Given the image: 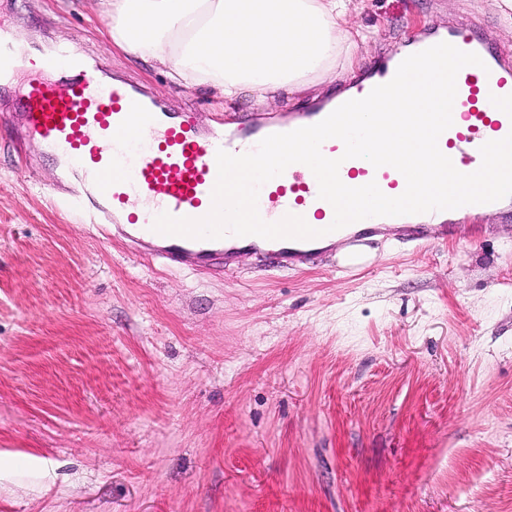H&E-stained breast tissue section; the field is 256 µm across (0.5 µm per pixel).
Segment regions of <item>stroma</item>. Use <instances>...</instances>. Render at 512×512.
Returning a JSON list of instances; mask_svg holds the SVG:
<instances>
[{"mask_svg":"<svg viewBox=\"0 0 512 512\" xmlns=\"http://www.w3.org/2000/svg\"><path fill=\"white\" fill-rule=\"evenodd\" d=\"M357 2L362 74L431 28L512 50L499 0ZM0 31L201 125L345 87L218 105L107 50L91 0H0ZM20 128L0 104V512H512V213L368 237L354 271L343 241L303 270L170 271L56 207Z\"/></svg>","mask_w":512,"mask_h":512,"instance_id":"stroma-1","label":"stroma"}]
</instances>
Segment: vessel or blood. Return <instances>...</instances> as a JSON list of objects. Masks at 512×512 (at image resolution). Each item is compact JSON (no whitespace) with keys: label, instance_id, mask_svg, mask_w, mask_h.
<instances>
[{"label":"vessel or blood","instance_id":"obj_1","mask_svg":"<svg viewBox=\"0 0 512 512\" xmlns=\"http://www.w3.org/2000/svg\"><path fill=\"white\" fill-rule=\"evenodd\" d=\"M448 42L477 54L482 66L462 68L456 79L453 123L438 139L440 151L469 171L482 163L480 148L490 136L512 133V59L472 35L435 32L414 40L415 51ZM61 55L37 54L21 64L13 57L8 39L0 34V100L20 117L26 136L35 139L57 161L60 180L53 192L65 206L84 212L90 223L152 251L169 270L188 267L207 272L229 268L243 251L268 259L279 267L297 269L313 261L324 238L310 240L265 239L257 235H229L221 239H195L157 233L153 223L163 213L200 219L212 208L217 179L216 154L225 150L239 155L254 151L265 137L312 126L337 107L330 101L303 112H290L279 120L225 124L217 120L201 127L177 112H168L138 87L102 81L89 58L76 65L78 75L67 85L53 81ZM25 68L27 81L13 95L11 78ZM323 155L340 159L339 178L349 187L376 182L387 196L406 188L402 173L392 166L374 167L362 158L343 159L344 144L332 138L323 142ZM479 205L453 210L397 216L402 229L426 243L467 237L469 217ZM258 211L267 222L286 214L314 218L317 229L334 220L332 205L319 196L312 171L295 163L259 190ZM382 216L345 226L340 233L350 245L380 232Z\"/></svg>","mask_w":512,"mask_h":512}]
</instances>
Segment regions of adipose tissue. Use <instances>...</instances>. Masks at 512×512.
<instances>
[{
	"instance_id": "ef3b65f1",
	"label": "adipose tissue",
	"mask_w": 512,
	"mask_h": 512,
	"mask_svg": "<svg viewBox=\"0 0 512 512\" xmlns=\"http://www.w3.org/2000/svg\"><path fill=\"white\" fill-rule=\"evenodd\" d=\"M351 0H96L107 41L150 58L178 84L231 102H268L310 78L352 72L367 37L352 27Z\"/></svg>"
}]
</instances>
